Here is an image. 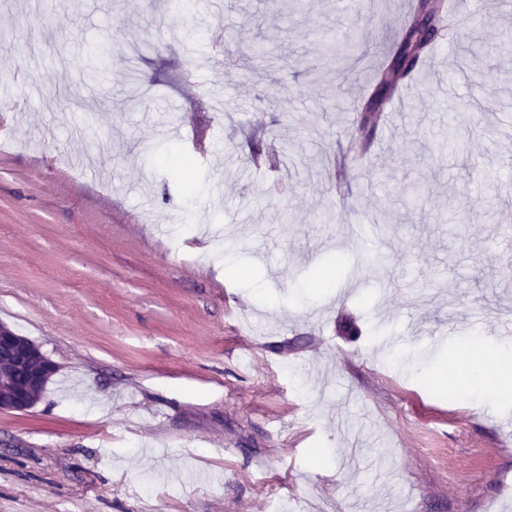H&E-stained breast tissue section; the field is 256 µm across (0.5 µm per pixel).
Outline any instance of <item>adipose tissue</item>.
I'll return each mask as SVG.
<instances>
[{"label":"adipose tissue","instance_id":"adipose-tissue-1","mask_svg":"<svg viewBox=\"0 0 512 512\" xmlns=\"http://www.w3.org/2000/svg\"><path fill=\"white\" fill-rule=\"evenodd\" d=\"M457 361L467 370L469 388L512 393V353L501 351L486 357L481 339L470 337L461 342Z\"/></svg>","mask_w":512,"mask_h":512}]
</instances>
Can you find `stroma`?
<instances>
[{
    "mask_svg": "<svg viewBox=\"0 0 512 512\" xmlns=\"http://www.w3.org/2000/svg\"><path fill=\"white\" fill-rule=\"evenodd\" d=\"M169 2L0 5V323L56 365L0 412V512H512V395L431 375L466 336L512 349V53H485L512 10L467 0L364 150L352 102L403 0Z\"/></svg>",
    "mask_w": 512,
    "mask_h": 512,
    "instance_id": "1",
    "label": "stroma"
}]
</instances>
